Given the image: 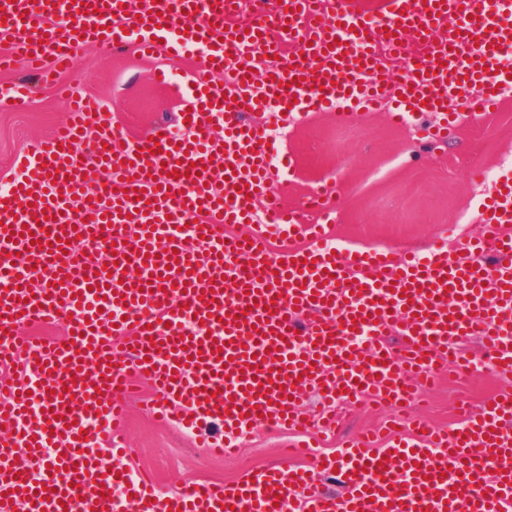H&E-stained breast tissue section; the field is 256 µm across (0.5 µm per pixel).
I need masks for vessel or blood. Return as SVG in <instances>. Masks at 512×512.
Returning <instances> with one entry per match:
<instances>
[{
  "label": "vessel or blood",
  "mask_w": 512,
  "mask_h": 512,
  "mask_svg": "<svg viewBox=\"0 0 512 512\" xmlns=\"http://www.w3.org/2000/svg\"><path fill=\"white\" fill-rule=\"evenodd\" d=\"M254 6L249 25L234 27L240 0H139L129 11L117 0H0L4 67L68 69L80 43L102 38L145 55L200 53L178 85L181 134L162 125L158 141L118 149L100 102L66 90L69 122L0 192V366L21 368L20 381L0 384V512H124L128 494L137 512H512L511 391L452 430L410 419L413 440L377 449L358 437L308 469L167 494L130 467L122 426L135 373L152 380L160 420L188 430L218 422L234 435L304 428L309 386L334 403L408 405L451 367L512 371L511 175L485 205L481 236L456 257L443 245L425 256L343 253L328 246L326 204L322 223L308 224L266 197L267 184L287 189L292 178L246 119L371 111L392 99L402 121L443 113L435 141L445 143L460 119L449 101H464L478 123L512 92V0ZM284 31L296 43L288 54ZM411 40L421 52L407 53ZM390 55L403 69L392 88L379 80ZM91 120L101 132L90 142ZM259 214L310 247L277 252L264 229L226 232ZM101 249L111 269L90 260ZM63 315L61 341H18L20 325ZM392 333L403 340L396 351L383 343ZM469 336L485 360L459 351ZM333 469L335 496L317 484Z\"/></svg>",
  "instance_id": "b4317fda"
}]
</instances>
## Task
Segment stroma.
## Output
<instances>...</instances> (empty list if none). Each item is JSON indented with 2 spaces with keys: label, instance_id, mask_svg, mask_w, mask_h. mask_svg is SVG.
Segmentation results:
<instances>
[{
  "label": "stroma",
  "instance_id": "stroma-1",
  "mask_svg": "<svg viewBox=\"0 0 512 512\" xmlns=\"http://www.w3.org/2000/svg\"><path fill=\"white\" fill-rule=\"evenodd\" d=\"M77 59L76 69L60 74V82L99 96L128 146L147 139L157 124H177V100L170 87L153 81L154 69L181 75L197 62L193 53L175 60L146 58L134 47L108 43L81 45ZM14 83L31 86L32 97L24 111L0 104V188L16 174L17 159L46 141L66 113L55 86L42 83L24 64L0 72V87ZM251 118L277 151L294 158L288 205L302 206L324 183L335 184L332 204L338 221L332 239L343 252L372 246L424 252L443 233L449 246H456L481 232V200L494 193L499 177L512 171V97L483 124L462 123L457 137L433 148L413 139L415 128L436 124L431 112L417 113L407 128L394 126L384 110L360 111L345 119L318 112L290 125L274 112H255ZM474 165L484 169V181L469 180L467 170ZM509 389L512 374L487 369L461 373L441 378L415 411L449 429L458 424L460 406L481 409L492 395ZM153 396L145 380L129 402V462L152 473L167 493L193 482L235 480L284 465L288 448L307 445L316 452H338L352 435L381 426L394 414L391 408L360 401L343 410L335 433L318 426L307 434L258 427L237 438L238 453L212 457L201 443L223 437V426L210 424L193 433L176 424L160 425L149 410Z\"/></svg>",
  "mask_w": 512,
  "mask_h": 512
}]
</instances>
